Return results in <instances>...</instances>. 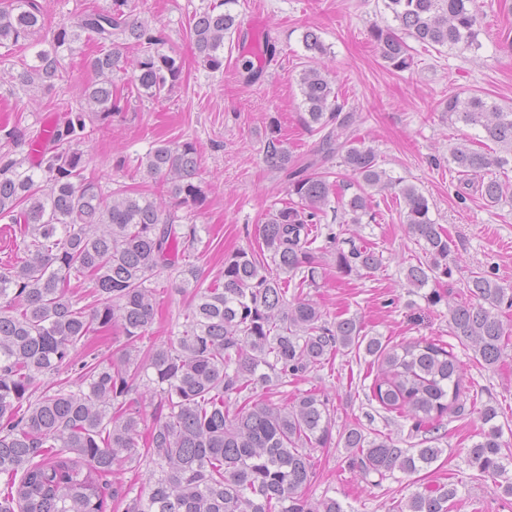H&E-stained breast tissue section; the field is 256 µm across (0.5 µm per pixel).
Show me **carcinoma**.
Here are the masks:
<instances>
[{
	"mask_svg": "<svg viewBox=\"0 0 512 512\" xmlns=\"http://www.w3.org/2000/svg\"><path fill=\"white\" fill-rule=\"evenodd\" d=\"M237 2L224 0V9L209 8L190 25L200 60L211 72L224 71L225 37L240 28L233 13ZM383 2L395 25L375 23L369 37L395 71L414 64L409 37L425 47H479L475 0ZM41 19L37 0H0V47L23 45ZM83 37L98 45L87 59L96 81L85 92V105L68 109L47 130L37 163L0 157V217L26 228L24 257L0 271V512H106L107 497L127 496L111 477L137 456L141 414L123 401L137 382L156 400L148 439L152 469L147 491L130 499L126 512H346L334 498L304 496L313 477L312 450L337 442L357 471L382 479L397 470L414 474L437 461L444 449L401 448L357 423L344 425L333 438L329 399L318 390L287 404L253 397L257 386H286L321 370L344 349L372 357L377 373L371 399L410 420L411 433L429 442L444 418L465 412L470 397L452 347L428 340L391 345L364 333L353 317L327 318L310 297L326 252L345 276H368L381 265L372 248L339 239L326 223L333 193L332 212H341L346 224H359L369 213L371 190L397 191L405 205L403 223L426 257L407 267L410 288L448 276V256L455 250V241L430 219L423 193L392 180L375 150L358 137L357 113L339 101L329 73L315 65L300 73V121L322 134V153L340 159L355 180L337 192L329 172L317 171L316 163L292 166L271 120L265 161L289 169L292 200L257 225L259 249L224 257V269L205 286L186 259L201 228L175 223L155 201L124 186L104 195L84 177L80 149L98 125L125 108V97L114 90L115 72L130 67L139 94L159 100L181 83L182 62L164 50V38L132 17L130 0H111L50 30L51 48L36 53V64L18 74L20 83L52 88L61 71L59 50ZM303 42L311 60L327 54L315 32L307 31ZM127 44L140 47V54L123 57ZM442 105L448 116L480 127L484 140L496 145L486 152L463 143L451 162L480 178L488 204L499 203L507 184L482 175L512 163V109L478 95H450ZM198 169L192 140L162 143L137 164L143 179L166 186L177 208L206 202ZM321 237L327 246H315ZM170 270L179 271V287L193 289L178 334L152 345L141 360L129 350L107 364L82 362L84 389H40L39 376L70 363L85 337L114 326L129 345L145 336L157 312L152 279ZM86 279L95 298L89 310L78 306L72 285ZM467 288L470 301L450 310L451 334L493 367L507 346L501 313L512 308V291L486 271L471 273ZM478 414L482 433L467 461L512 496V456L504 453L498 412L486 406ZM456 496L452 483L425 487L399 512H448Z\"/></svg>",
	"mask_w": 512,
	"mask_h": 512,
	"instance_id": "carcinoma-1",
	"label": "carcinoma"
}]
</instances>
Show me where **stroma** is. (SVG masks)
Wrapping results in <instances>:
<instances>
[{"label": "stroma", "instance_id": "stroma-1", "mask_svg": "<svg viewBox=\"0 0 512 512\" xmlns=\"http://www.w3.org/2000/svg\"><path fill=\"white\" fill-rule=\"evenodd\" d=\"M217 0H131L137 16L162 31L165 48L183 62L181 84L166 97L152 100L129 93L125 110L86 143L84 174L102 189L120 185L167 202L165 191L143 180L137 162L164 142L190 139L199 149V176L206 184L207 201L197 209L179 208L180 223L203 228L191 249V260L204 278L214 280L227 254L255 246V226L269 210L288 199L284 173L264 161L265 135L271 118H279L282 134L295 163H303L318 148L319 133L299 120L298 78L308 65L303 35L313 30L327 47L323 63L335 79L339 97L358 112L359 134L374 148L379 163L392 177L416 185L428 198L430 218L447 229L456 243L448 258L449 274L438 288L445 303L428 306L422 290H408L405 270L422 252L400 220L401 207L393 192L375 193L374 217L350 224L347 235L362 238L375 248L382 265L373 277H344L326 264L311 296L329 315L359 319L367 331L390 343L439 340L450 344L470 382L477 405L497 408L503 439L512 445V345L495 367L485 366L474 352L451 335V306L467 302L470 272L494 270L500 283L512 289V198L489 205L478 179L459 175L450 161L456 145L478 141L481 129L448 117L441 103L449 94H476L503 107L512 106V0H478L483 14L478 49L415 45V62L405 71L386 67L368 37L373 23L389 20L382 0H238L234 11L247 19L253 8L263 12L265 29L275 40L279 64L248 80L241 67L238 38L224 45V70L205 69L189 34L193 15ZM34 46L0 47V154L29 156L30 143L43 129L77 106L92 79L86 66L96 45L87 40L61 49V77L53 89L25 86L15 76L23 64H34ZM160 307L156 319L139 342L140 349L166 340L175 330L189 298L177 290L175 277L158 279ZM126 344L120 331L91 335L73 353L74 362L41 376L42 386L77 389V362L117 359ZM370 359L345 350L324 369L289 384L278 393L257 389V398L284 403L294 393L313 387L330 399L336 427L358 422L371 433L404 439L406 447H420L410 436L411 423L368 398L372 383ZM481 423L476 414L449 417L441 431L442 456L426 470L401 472L386 480L376 474L362 477L349 466L342 447L312 452L314 478L306 490L314 500L333 497L346 512H392L418 487L455 483L459 489L453 512H512V496L496 490L492 478L470 467L466 453L477 441Z\"/></svg>", "mask_w": 512, "mask_h": 512}]
</instances>
